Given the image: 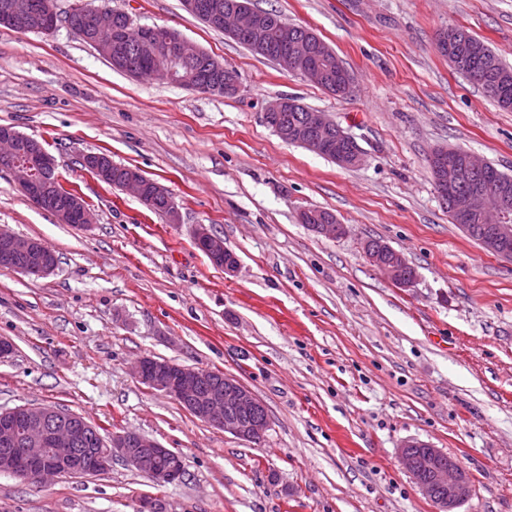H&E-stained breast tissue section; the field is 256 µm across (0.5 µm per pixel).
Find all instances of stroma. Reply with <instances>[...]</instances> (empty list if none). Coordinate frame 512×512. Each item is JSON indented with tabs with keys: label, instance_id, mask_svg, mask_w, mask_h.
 <instances>
[{
	"label": "stroma",
	"instance_id": "stroma-1",
	"mask_svg": "<svg viewBox=\"0 0 512 512\" xmlns=\"http://www.w3.org/2000/svg\"><path fill=\"white\" fill-rule=\"evenodd\" d=\"M310 29L353 82L342 96L289 75L189 14L182 0H111L134 25L179 32L237 74L224 96L114 70L65 23L0 25V125L44 144L95 215L57 221L0 170V227L34 237L56 271L0 268V410L52 405L104 437L134 431L178 452L157 485L113 461L38 485L0 473V512H436L400 459L418 441L450 455L471 494L458 512H512V262L453 224L429 169L457 147L512 174V111L435 47L461 28L512 66V0H254ZM283 95L327 113L364 155L343 168L263 120ZM103 152L160 183L177 224L82 171ZM344 224L332 238L306 209ZM239 259L225 275L198 225ZM379 239L415 270L394 286L367 258ZM143 357L219 371L264 402L251 444L133 374Z\"/></svg>",
	"mask_w": 512,
	"mask_h": 512
}]
</instances>
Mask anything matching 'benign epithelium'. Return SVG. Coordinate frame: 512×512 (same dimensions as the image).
<instances>
[{
  "instance_id": "1",
  "label": "benign epithelium",
  "mask_w": 512,
  "mask_h": 512,
  "mask_svg": "<svg viewBox=\"0 0 512 512\" xmlns=\"http://www.w3.org/2000/svg\"><path fill=\"white\" fill-rule=\"evenodd\" d=\"M90 31L88 43L104 58L112 59V65L121 66L129 75L135 71L119 53L122 32L112 27L114 9L103 3L83 6ZM48 19L51 27L57 26L59 10L57 0H45L42 17L33 19L32 25H43ZM213 23L224 27V33L237 39L249 40L253 52L263 54L266 45L262 32L265 24L261 15L251 5L221 11ZM140 55L174 75L173 63L177 59L193 60L202 56L203 50L176 34L161 37L158 27L139 26ZM319 55L314 45L301 40H290L274 63L291 75L317 83L321 79ZM274 132L286 143L301 145L322 155L327 149L326 134L336 131V158L341 167H356L363 161V153L355 141L324 113L310 110L303 125L288 128L273 125ZM22 135L9 125L0 126V160L10 163L7 171L20 186L30 190L36 204L51 209L55 186L43 181L40 173L56 167V159L42 143H29L27 162L18 161L22 151ZM434 181L440 196H452L455 210L464 215L470 224H484L488 233L483 246L489 252L512 260V196L500 183L486 176L488 164L473 154L441 148L431 155ZM86 171L101 181L107 180L106 165L99 153H87L82 157ZM133 192L145 205L155 195L165 193V188L140 171H134L121 186ZM195 244L213 261L220 264L224 274L233 275L239 265L238 258L224 260V241L201 224L195 233ZM374 266L385 272L399 288H409L404 281V271L410 267L405 257L389 247L384 255H376L365 249ZM29 256V264L19 269L26 275L43 277L52 274L56 264L44 253L43 242L19 236L0 228V267L11 266L14 256ZM139 381L169 395L178 404L189 406L203 421L224 429L237 438L250 443L261 442L268 429L269 420H257L255 415L265 409L260 397L239 380L208 369L192 368L166 360L143 358L135 367ZM92 429L85 417L51 406H20L0 415V445L6 451L0 454V472L8 473L30 483H41L48 477H85L107 471L112 461L121 459L128 466L146 475L152 481L165 484L181 478L185 469L182 457L156 440L145 435L123 431L112 434L107 450L88 452L74 459L70 452ZM415 442L402 446L400 458L409 474L424 494L437 506V512H456L471 492L470 482L457 462L437 448H429L425 459L412 455ZM427 467L430 476L420 475Z\"/></svg>"
}]
</instances>
